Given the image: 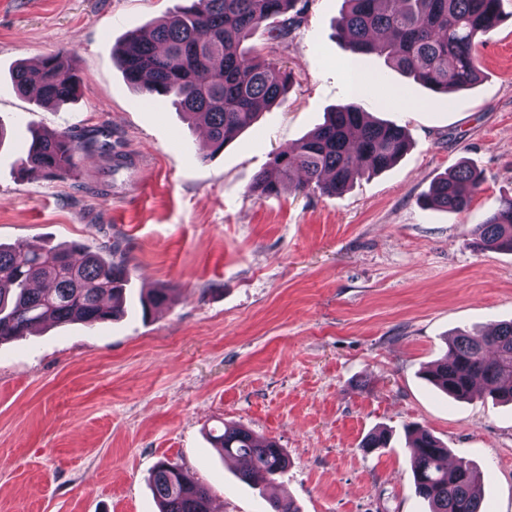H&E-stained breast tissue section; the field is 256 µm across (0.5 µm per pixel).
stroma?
Here are the masks:
<instances>
[{"mask_svg": "<svg viewBox=\"0 0 512 512\" xmlns=\"http://www.w3.org/2000/svg\"><path fill=\"white\" fill-rule=\"evenodd\" d=\"M182 4L0 0V243L117 241L133 296L175 291L148 314L0 343V512H158L162 460L211 487L220 512H268L273 496L300 512H429L412 488V424L482 472L481 512H512V405L456 401L423 376L456 333L512 320V253L469 246L512 195V17L478 48L482 81L440 107L384 56L351 55L343 0H308L284 39L261 26L241 45L291 73L284 101L210 156L200 128L143 102L113 55ZM57 50L79 97L34 105L12 71ZM352 100L407 130L397 165L340 196L250 193L274 153ZM93 126L122 141L127 168L88 156L65 179L22 172L31 131ZM462 159L483 175L470 209L422 207ZM228 423L276 440L287 471L239 481L211 441ZM382 428L390 447L364 451Z\"/></svg>", "mask_w": 512, "mask_h": 512, "instance_id": "35a3bbf8", "label": "stroma"}]
</instances>
